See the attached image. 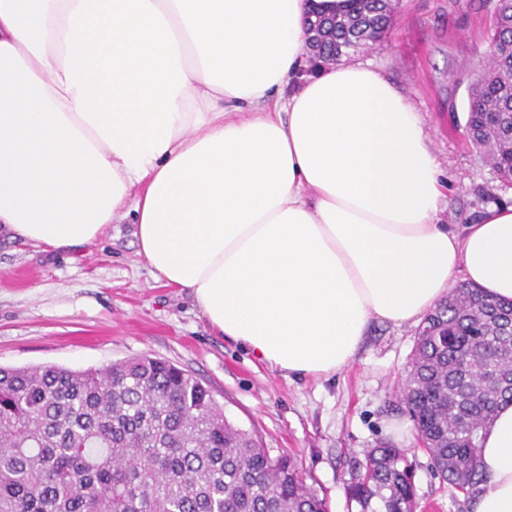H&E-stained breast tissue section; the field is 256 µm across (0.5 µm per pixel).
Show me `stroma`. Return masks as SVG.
Returning a JSON list of instances; mask_svg holds the SVG:
<instances>
[{"mask_svg":"<svg viewBox=\"0 0 512 512\" xmlns=\"http://www.w3.org/2000/svg\"><path fill=\"white\" fill-rule=\"evenodd\" d=\"M394 2L388 35L355 59L410 94L449 178L440 219L465 224L486 206L512 202V187L465 136L468 89L489 55L495 0ZM133 232L128 216L95 244L59 251L0 232V367L84 370L142 355L170 361L271 455H295L328 512H348L351 474L369 448L395 441L389 425L407 418L395 396L415 327L372 323L338 375L286 380L215 332L189 293L155 282ZM398 444L413 465L418 512H470L469 500L434 476L415 436Z\"/></svg>","mask_w":512,"mask_h":512,"instance_id":"obj_1","label":"stroma"}]
</instances>
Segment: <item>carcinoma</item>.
<instances>
[{
	"instance_id": "carcinoma-1",
	"label": "carcinoma",
	"mask_w": 512,
	"mask_h": 512,
	"mask_svg": "<svg viewBox=\"0 0 512 512\" xmlns=\"http://www.w3.org/2000/svg\"><path fill=\"white\" fill-rule=\"evenodd\" d=\"M389 0H350L322 56L351 57L388 33ZM496 52L470 90L466 132L512 179V0H497ZM512 402V302L462 284L418 326L397 403L433 471L472 497L480 432ZM347 487L358 512H417L404 451L371 449ZM291 455L231 424L184 370L143 355L103 368H0V512H327Z\"/></svg>"
}]
</instances>
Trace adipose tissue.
I'll return each mask as SVG.
<instances>
[{"label": "adipose tissue", "instance_id": "1", "mask_svg": "<svg viewBox=\"0 0 512 512\" xmlns=\"http://www.w3.org/2000/svg\"><path fill=\"white\" fill-rule=\"evenodd\" d=\"M347 7L0 0V225L68 249L133 210L155 281L287 378L336 375L371 321L419 324L455 279L512 300V205L440 223L410 96L306 57L308 17ZM479 464L473 512H512V403Z\"/></svg>", "mask_w": 512, "mask_h": 512}]
</instances>
